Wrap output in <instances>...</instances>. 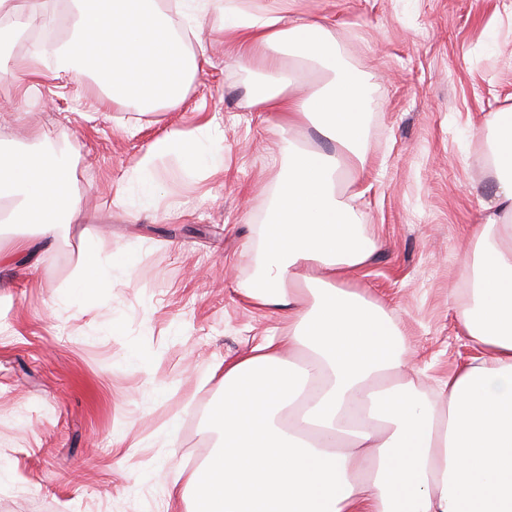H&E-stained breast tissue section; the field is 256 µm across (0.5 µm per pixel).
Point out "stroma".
<instances>
[{
  "instance_id": "35a3bbf8",
  "label": "stroma",
  "mask_w": 512,
  "mask_h": 512,
  "mask_svg": "<svg viewBox=\"0 0 512 512\" xmlns=\"http://www.w3.org/2000/svg\"><path fill=\"white\" fill-rule=\"evenodd\" d=\"M321 21L367 83V164L346 176L354 219L378 249L346 288L383 306L405 338L419 395L470 359L471 225L494 192L482 131L512 109V0H248ZM199 70L183 103L142 112L106 100L91 78L35 77L15 46L0 74V148L33 130L73 160L88 200L66 240L38 263L0 267V512H184L167 500L218 442L207 428L222 394L212 365L245 354L288 318L243 299L253 276L279 156L277 113L251 106L258 72L240 70L213 31L189 44ZM216 126L224 169L169 156L156 209L112 196L148 145ZM132 257L110 309L71 289L82 242ZM178 422L174 445L161 435Z\"/></svg>"
}]
</instances>
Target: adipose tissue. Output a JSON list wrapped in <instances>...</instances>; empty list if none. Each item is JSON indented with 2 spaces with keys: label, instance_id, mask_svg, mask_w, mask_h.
Returning <instances> with one entry per match:
<instances>
[{
  "label": "adipose tissue",
  "instance_id": "ef3b65f1",
  "mask_svg": "<svg viewBox=\"0 0 512 512\" xmlns=\"http://www.w3.org/2000/svg\"><path fill=\"white\" fill-rule=\"evenodd\" d=\"M73 5V39L34 45V72L97 75L109 100L143 112L177 107L197 64L176 26L200 36L217 10L237 65L263 73L251 103L284 115L288 166L275 170L272 218L241 291L255 306L287 311L292 323L214 365L224 396L209 418L223 444L176 490L185 512H512V113H497L485 133L495 192L472 229L474 303L463 327L480 355L449 375L437 404L401 379V339L386 312L342 286L376 249L340 191L344 174L366 165L368 96L324 24L236 0H178L173 16L159 0ZM0 16L4 72L18 40L53 24L55 0H0ZM315 64L331 67L328 88L292 94L290 71ZM308 122L335 151L297 146L291 134ZM173 153L190 168L224 167L201 135L172 132L125 174L116 204L134 195L139 210L155 209L154 174ZM71 169L69 155L50 147L0 151L7 221L36 228L48 250L83 210ZM133 265L84 250L72 286L114 287L116 271Z\"/></svg>",
  "mask_w": 512,
  "mask_h": 512
}]
</instances>
